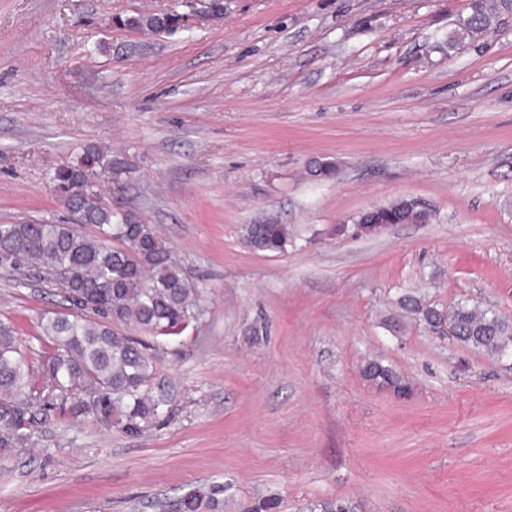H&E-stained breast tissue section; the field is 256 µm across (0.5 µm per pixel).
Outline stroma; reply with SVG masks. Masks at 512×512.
<instances>
[{
  "label": "stroma",
  "instance_id": "35a3bbf8",
  "mask_svg": "<svg viewBox=\"0 0 512 512\" xmlns=\"http://www.w3.org/2000/svg\"><path fill=\"white\" fill-rule=\"evenodd\" d=\"M0 0V224L71 219L50 180L85 145L124 155L113 210L153 225L198 290L158 340L171 390L136 437L56 417L0 455V512H512V360L385 319L418 288L512 316V15L460 49L467 0ZM170 9L167 35L113 25ZM332 161L329 178L311 176ZM426 202L425 224L353 235ZM295 228L278 255L243 227ZM0 271V321L40 369L61 311ZM392 367L398 393L363 375ZM356 224V229L366 235H376L381 224V232L389 224H417L421 221V214L402 199L388 205L372 208L362 213Z\"/></svg>",
  "mask_w": 512,
  "mask_h": 512
}]
</instances>
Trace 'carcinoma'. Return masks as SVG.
Masks as SVG:
<instances>
[{"instance_id":"cac0c4a2","label":"carcinoma","mask_w":512,"mask_h":512,"mask_svg":"<svg viewBox=\"0 0 512 512\" xmlns=\"http://www.w3.org/2000/svg\"><path fill=\"white\" fill-rule=\"evenodd\" d=\"M511 7L506 0H471L467 17L448 34V48L488 33ZM117 25L156 35L179 29L174 16L157 13L120 17ZM129 170L125 157L87 145L80 161L55 168L51 176L67 192L78 224H0V269H28L49 282L66 306L42 321L53 351L36 380L30 379L16 332L0 323V454L29 443L56 409L137 436L160 420L168 403V386L158 377V344L120 330L177 335L196 319L197 292L152 225L103 202L102 182H117ZM423 218L430 216L398 200L362 213L357 228L375 235L379 224H417ZM80 224L95 227L96 235L83 234ZM243 237L251 249L276 255L296 233L286 224L265 222L245 225ZM397 305L432 335L445 324L448 338L471 350L492 357L512 351V319L492 308L467 301L438 307L412 293L401 295ZM364 374L403 388L379 361L368 363Z\"/></svg>"}]
</instances>
